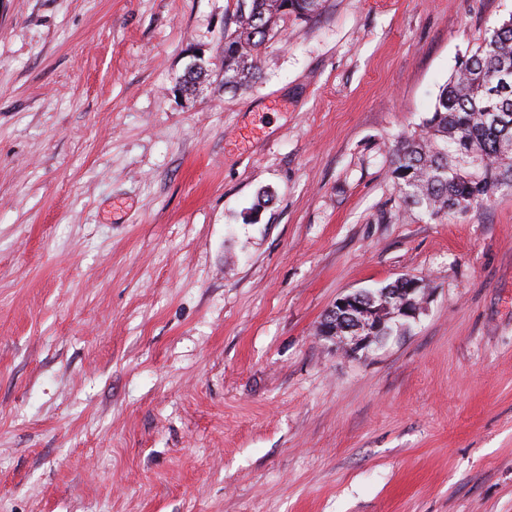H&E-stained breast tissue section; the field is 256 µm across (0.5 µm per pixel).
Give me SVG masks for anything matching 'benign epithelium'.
I'll return each mask as SVG.
<instances>
[{
  "mask_svg": "<svg viewBox=\"0 0 512 512\" xmlns=\"http://www.w3.org/2000/svg\"><path fill=\"white\" fill-rule=\"evenodd\" d=\"M414 292L413 288H385L380 293L379 306L375 305V297L365 291L341 297L327 310L320 335L351 354L366 350L383 339L381 333L388 319L418 316L421 302L409 298Z\"/></svg>",
  "mask_w": 512,
  "mask_h": 512,
  "instance_id": "1",
  "label": "benign epithelium"
}]
</instances>
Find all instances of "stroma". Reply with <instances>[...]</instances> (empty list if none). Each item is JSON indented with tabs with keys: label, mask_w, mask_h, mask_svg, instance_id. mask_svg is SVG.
Segmentation results:
<instances>
[{
	"label": "stroma",
	"mask_w": 512,
	"mask_h": 512,
	"mask_svg": "<svg viewBox=\"0 0 512 512\" xmlns=\"http://www.w3.org/2000/svg\"><path fill=\"white\" fill-rule=\"evenodd\" d=\"M236 7L0 0V512H512V194L389 174L512 0H325L175 92ZM401 277L406 329L319 336ZM381 293V305H375V297L365 291H359L339 298L327 310L320 327V335L336 342V346L345 348L350 354L378 343L386 336L385 323L389 318L414 319L421 310L420 300L410 299L417 288H426L414 278H402L389 283ZM394 313L385 316V312ZM379 336H375V334Z\"/></svg>",
	"instance_id": "stroma-1"
}]
</instances>
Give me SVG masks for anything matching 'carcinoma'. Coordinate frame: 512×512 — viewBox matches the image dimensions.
Instances as JSON below:
<instances>
[{"mask_svg": "<svg viewBox=\"0 0 512 512\" xmlns=\"http://www.w3.org/2000/svg\"><path fill=\"white\" fill-rule=\"evenodd\" d=\"M323 0H244L224 27L217 62L203 61L179 83L196 93L211 75L224 73V88L238 91L261 76L262 47L288 16L309 20ZM391 176L409 210L434 221L512 193V13L489 28L475 52L461 60L440 88L420 132L398 137Z\"/></svg>", "mask_w": 512, "mask_h": 512, "instance_id": "1", "label": "carcinoma"}]
</instances>
